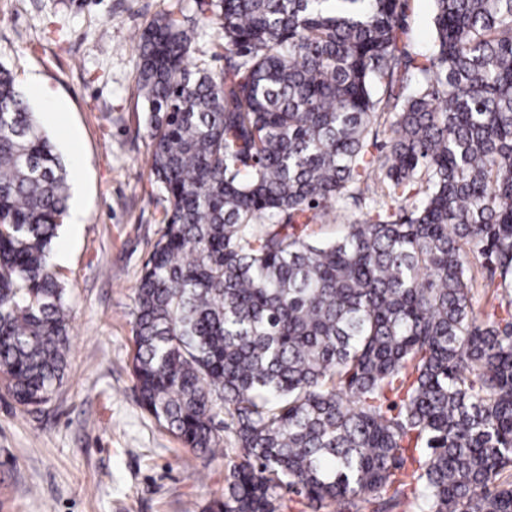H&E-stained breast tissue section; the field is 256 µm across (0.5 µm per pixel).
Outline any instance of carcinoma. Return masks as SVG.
I'll return each mask as SVG.
<instances>
[{"label":"carcinoma","mask_w":512,"mask_h":512,"mask_svg":"<svg viewBox=\"0 0 512 512\" xmlns=\"http://www.w3.org/2000/svg\"><path fill=\"white\" fill-rule=\"evenodd\" d=\"M139 33L165 224L133 311L140 406L193 453L241 449L207 512H512V0H202ZM68 174L0 65V386L50 401L70 347L51 262ZM370 207L366 218L351 208ZM342 226L320 242L310 225ZM182 13L179 18L185 21L187 26H193L195 29L193 41V55L195 57L205 58L209 66L214 70L224 68V47L223 33L217 23L202 22L200 12V0H180ZM406 14L411 49L416 52L426 51L433 40L432 3L430 0H409ZM473 302L476 309H491V303L493 301L491 294H484L482 287L477 285L473 291ZM512 298V288H509V296L502 301V307H498V300L493 301V304L497 306L496 315L498 319H504L505 321L512 320V305H508V300ZM511 315V316H510Z\"/></svg>","instance_id":"obj_1"}]
</instances>
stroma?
I'll return each instance as SVG.
<instances>
[{"label":"stroma","mask_w":512,"mask_h":512,"mask_svg":"<svg viewBox=\"0 0 512 512\" xmlns=\"http://www.w3.org/2000/svg\"><path fill=\"white\" fill-rule=\"evenodd\" d=\"M167 0H0V64L56 147L69 221L53 245L68 292L62 387L23 408L0 388V512H198L224 493L223 456H191L138 403L132 311L166 201L145 164L135 35ZM193 52L222 69L223 33L181 0ZM62 105L36 97L31 79Z\"/></svg>","instance_id":"1"}]
</instances>
